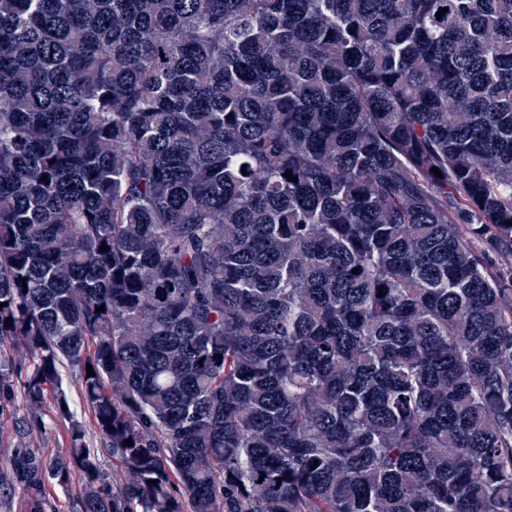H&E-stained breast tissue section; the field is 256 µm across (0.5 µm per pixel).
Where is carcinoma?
<instances>
[{"label": "carcinoma", "mask_w": 512, "mask_h": 512, "mask_svg": "<svg viewBox=\"0 0 512 512\" xmlns=\"http://www.w3.org/2000/svg\"><path fill=\"white\" fill-rule=\"evenodd\" d=\"M0 303V508L512 512V0H0ZM64 385L66 389L69 392V396L71 399L72 409H74L77 417L82 420L85 425L87 426V429L89 431V439L91 442H93L97 447L100 446V439L99 436L95 433L94 427L92 426V418L88 411L84 408L82 402L80 401V396L78 392L77 385L72 381V379L69 377L65 379ZM31 411L26 401L22 397H18L10 411L0 415V470L10 467L13 448L17 444L14 439L16 420L28 416ZM46 430L34 433L27 440L30 448H38L46 454H60L67 448L68 422L56 418L49 408L42 410ZM49 509L47 512H81L79 485L77 481L66 492L55 487L47 490Z\"/></svg>", "instance_id": "1"}]
</instances>
